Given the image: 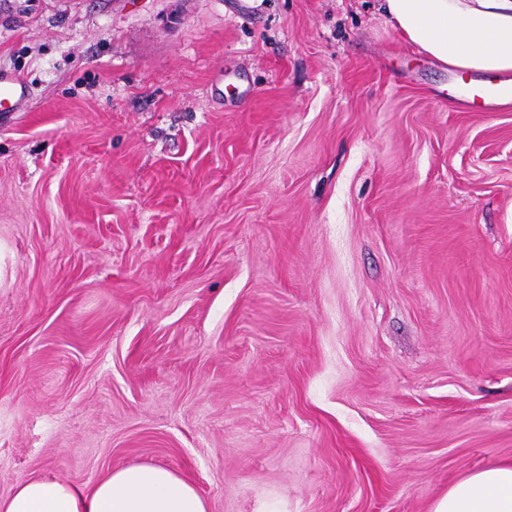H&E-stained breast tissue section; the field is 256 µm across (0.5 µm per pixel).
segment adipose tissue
Here are the masks:
<instances>
[{
	"instance_id": "ef3b65f1",
	"label": "adipose tissue",
	"mask_w": 512,
	"mask_h": 512,
	"mask_svg": "<svg viewBox=\"0 0 512 512\" xmlns=\"http://www.w3.org/2000/svg\"><path fill=\"white\" fill-rule=\"evenodd\" d=\"M392 28L436 64L470 74L512 75V0H383ZM0 512H208L195 487L154 465L113 470L92 487L22 478ZM432 512H512V464L451 485Z\"/></svg>"
}]
</instances>
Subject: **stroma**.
Instances as JSON below:
<instances>
[{
  "label": "stroma",
  "instance_id": "1",
  "mask_svg": "<svg viewBox=\"0 0 512 512\" xmlns=\"http://www.w3.org/2000/svg\"><path fill=\"white\" fill-rule=\"evenodd\" d=\"M0 498L431 512L512 463V103L379 0H0ZM28 94V87L22 80L9 72H0L1 111L12 110V107L18 105ZM470 100L465 102L466 108L481 107L485 112H493L498 106L496 102L510 100L512 102V84H479L471 88ZM1 512H208L195 487L154 465L113 470L92 487L22 478L1 500Z\"/></svg>",
  "mask_w": 512,
  "mask_h": 512
}]
</instances>
